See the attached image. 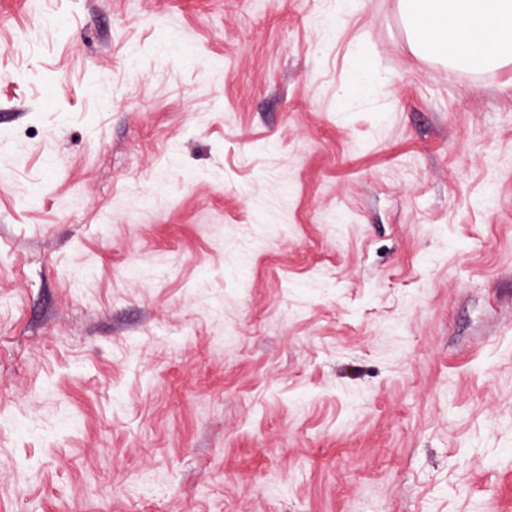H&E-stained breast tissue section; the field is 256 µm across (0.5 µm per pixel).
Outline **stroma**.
<instances>
[{"instance_id":"obj_1","label":"stroma","mask_w":512,"mask_h":512,"mask_svg":"<svg viewBox=\"0 0 512 512\" xmlns=\"http://www.w3.org/2000/svg\"><path fill=\"white\" fill-rule=\"evenodd\" d=\"M0 512H512V65L398 0H0Z\"/></svg>"}]
</instances>
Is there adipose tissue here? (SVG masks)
Listing matches in <instances>:
<instances>
[{"instance_id": "ef3b65f1", "label": "adipose tissue", "mask_w": 512, "mask_h": 512, "mask_svg": "<svg viewBox=\"0 0 512 512\" xmlns=\"http://www.w3.org/2000/svg\"><path fill=\"white\" fill-rule=\"evenodd\" d=\"M411 50L485 71L512 63V0H398Z\"/></svg>"}]
</instances>
